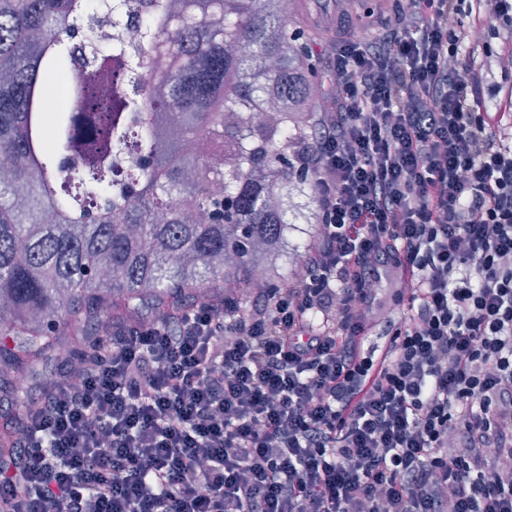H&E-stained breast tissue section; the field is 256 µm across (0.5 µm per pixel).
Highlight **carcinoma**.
<instances>
[{"mask_svg":"<svg viewBox=\"0 0 512 512\" xmlns=\"http://www.w3.org/2000/svg\"><path fill=\"white\" fill-rule=\"evenodd\" d=\"M148 2L136 52L85 34L87 70L48 116L84 17L117 21L128 0H0V380L78 354L88 326H130L149 301L168 315L235 296L279 248L302 257L285 197L307 182L317 94L303 34L277 0ZM202 130L222 157L198 149ZM122 157L136 161L117 175Z\"/></svg>","mask_w":512,"mask_h":512,"instance_id":"1","label":"carcinoma"}]
</instances>
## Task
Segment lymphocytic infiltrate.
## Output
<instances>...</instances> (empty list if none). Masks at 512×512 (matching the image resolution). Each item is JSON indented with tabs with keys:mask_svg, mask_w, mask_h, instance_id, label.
<instances>
[{
	"mask_svg": "<svg viewBox=\"0 0 512 512\" xmlns=\"http://www.w3.org/2000/svg\"><path fill=\"white\" fill-rule=\"evenodd\" d=\"M505 57L512 0L340 14L302 273L66 359L0 512H512V76L479 94Z\"/></svg>",
	"mask_w": 512,
	"mask_h": 512,
	"instance_id": "1",
	"label": "lymphocytic infiltrate"
}]
</instances>
